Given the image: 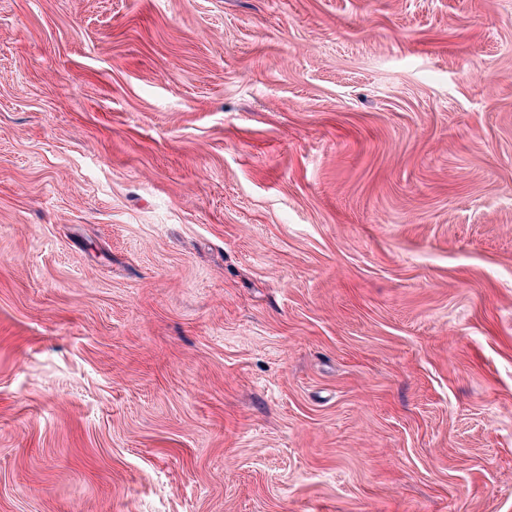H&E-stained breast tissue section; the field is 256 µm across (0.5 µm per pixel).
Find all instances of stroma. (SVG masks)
<instances>
[{"mask_svg":"<svg viewBox=\"0 0 512 512\" xmlns=\"http://www.w3.org/2000/svg\"><path fill=\"white\" fill-rule=\"evenodd\" d=\"M0 512H512V0H0Z\"/></svg>","mask_w":512,"mask_h":512,"instance_id":"1","label":"stroma"}]
</instances>
